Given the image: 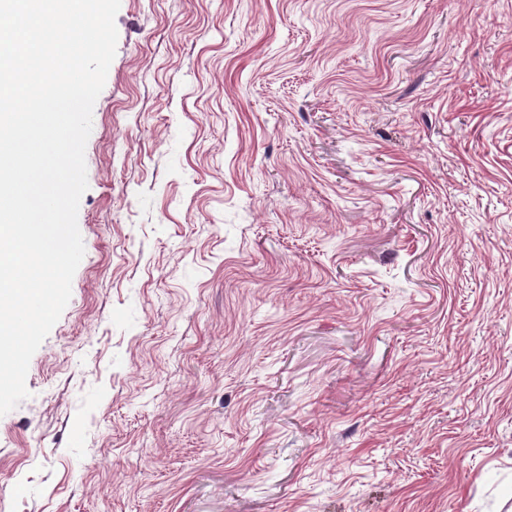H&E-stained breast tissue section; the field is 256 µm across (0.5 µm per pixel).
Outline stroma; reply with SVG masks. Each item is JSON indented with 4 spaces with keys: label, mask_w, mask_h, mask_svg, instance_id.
<instances>
[{
    "label": "stroma",
    "mask_w": 512,
    "mask_h": 512,
    "mask_svg": "<svg viewBox=\"0 0 512 512\" xmlns=\"http://www.w3.org/2000/svg\"><path fill=\"white\" fill-rule=\"evenodd\" d=\"M115 24L6 512H512V0Z\"/></svg>",
    "instance_id": "1"
}]
</instances>
